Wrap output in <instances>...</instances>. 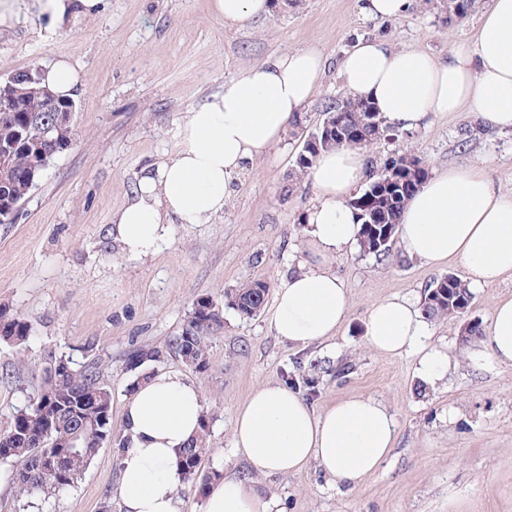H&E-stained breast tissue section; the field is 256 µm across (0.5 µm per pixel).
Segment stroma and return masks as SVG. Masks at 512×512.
Returning a JSON list of instances; mask_svg holds the SVG:
<instances>
[{
    "instance_id": "obj_1",
    "label": "stroma",
    "mask_w": 512,
    "mask_h": 512,
    "mask_svg": "<svg viewBox=\"0 0 512 512\" xmlns=\"http://www.w3.org/2000/svg\"><path fill=\"white\" fill-rule=\"evenodd\" d=\"M488 2L477 0L456 27L439 19L437 0H412L390 21L364 18L360 0H272L269 16L235 27L211 13L210 0H97L62 26L30 10L1 27L0 80L64 57L84 82L75 98V144L50 162L16 223L0 225V306L31 326L23 345L0 341V428L38 398L46 369L59 359L97 361L117 414L137 376L130 354L160 347L167 354L154 370L180 373L201 388L205 473L245 474L232 425L261 382L288 385L317 412L363 395L393 414L390 456L354 491L336 487L313 464L294 475L255 477L273 512H512V365L491 359L484 339H460L464 323L488 326L494 303L512 299V275L472 288L462 317L429 319L432 340L449 359L447 375L432 388L418 379L413 356L367 347L365 317L380 299L423 302L435 278L466 277L460 262L429 266L399 246L382 261L357 247L338 252L328 267L344 281L350 308L334 337L320 342L275 336L270 300L255 316H241L228 295L255 280L279 288L307 257L301 217L316 188L307 181L286 192L301 149L288 132L241 175L222 215L175 225L155 256L123 255L106 237L141 169L177 148L187 112L240 71L291 49H320L326 69L300 117L311 133L325 106L346 93L339 63L357 39L382 38L444 58L453 43L474 37ZM466 124L473 134L462 148ZM397 153L423 158L432 173L475 165L512 191V133L484 134L466 111L440 112L425 128L375 141L367 163L378 167ZM201 298L216 303L224 321L202 373L168 349ZM344 362L352 369L341 377L336 368ZM16 469L0 461V512H101L106 500L120 512L112 444H103L70 486L35 497L17 494Z\"/></svg>"
}]
</instances>
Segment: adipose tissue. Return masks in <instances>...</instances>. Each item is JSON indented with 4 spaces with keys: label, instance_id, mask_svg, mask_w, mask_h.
I'll return each instance as SVG.
<instances>
[{
    "label": "adipose tissue",
    "instance_id": "ef3b65f1",
    "mask_svg": "<svg viewBox=\"0 0 512 512\" xmlns=\"http://www.w3.org/2000/svg\"><path fill=\"white\" fill-rule=\"evenodd\" d=\"M29 1L55 23L76 2L94 3L0 0V26H12ZM323 66L312 48L280 53L241 71L188 112L176 150L141 171L132 200L112 216L107 234L121 252L154 256L174 225L209 224L222 214L235 181L305 111ZM339 75L350 94L367 99L403 131L425 126L433 113L467 106L484 125L512 132V0H489L473 41L453 45L447 58L364 39L346 54ZM365 165L364 149L340 145L307 173L317 196L302 222L318 260L301 263L276 292L271 328L285 340L329 338L347 316V288L323 261L358 240L360 220L347 199L361 185ZM398 232L409 257L431 266L460 261L471 285L512 274V192L476 167L451 166L427 179L407 202ZM430 337L411 299H383L367 313L369 348L413 355L419 379L432 386L447 374L449 361ZM485 349L512 365L511 299L494 304ZM202 413L199 386L179 373L153 374L133 389L121 412L123 512H181L179 451L199 433ZM395 432L393 414L375 398L345 397L317 413L298 392L266 382L238 410L233 441L252 474L285 475L313 463L337 486L353 488L390 454ZM271 505L249 478L227 475L208 487L205 512H271Z\"/></svg>",
    "mask_w": 512,
    "mask_h": 512
}]
</instances>
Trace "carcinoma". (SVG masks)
Wrapping results in <instances>:
<instances>
[{"label":"carcinoma","mask_w":512,"mask_h":512,"mask_svg":"<svg viewBox=\"0 0 512 512\" xmlns=\"http://www.w3.org/2000/svg\"><path fill=\"white\" fill-rule=\"evenodd\" d=\"M476 0H447L441 10L442 21L460 25L472 12ZM50 89L39 80L30 81L17 76L7 97H0V224L15 221V208L27 199L31 189L51 161L47 154L51 141H56V154L69 150L76 142L75 126L58 134L38 120L42 115L49 119L60 116L58 112H45ZM335 114L342 123V130L334 133L322 129L315 132L309 148L301 151L296 161L297 170L292 178L301 182L318 156L339 145L365 148L381 138L398 136L384 117L364 98L351 94L326 110ZM397 166V158L386 159L373 170L364 189L350 201L351 208L359 214L361 232L359 245L362 251L375 256L390 254L394 240L385 244L377 241V234L384 228L397 233L399 218L411 198L409 186L422 185L428 178L426 165L408 167L395 172V193L379 190L380 172ZM268 285L253 281L238 289L233 295L237 310L245 317H252L265 304ZM472 300V293L464 281L454 273L433 280L425 296V312L429 317H458L465 313ZM194 318L188 319L181 335L175 341V352L183 362L208 361L210 336L223 325L219 307L208 298L199 299L193 308ZM31 327L23 318L0 312V341L21 344L30 336ZM112 398V392L101 378L97 365L88 364L81 369L72 366L52 375L47 374L40 396L31 405L18 411L5 427L0 428V460L15 461L27 468V474L13 477L21 495H32L70 485L90 463L97 448L85 449L81 454L66 458L58 473H46L35 466L36 456L45 451L65 449L70 446L76 431L82 425L100 424V402ZM207 423H202L201 433L180 451L181 478L195 479L207 448ZM46 437V447L35 448L31 440Z\"/></svg>","instance_id":"obj_1"}]
</instances>
